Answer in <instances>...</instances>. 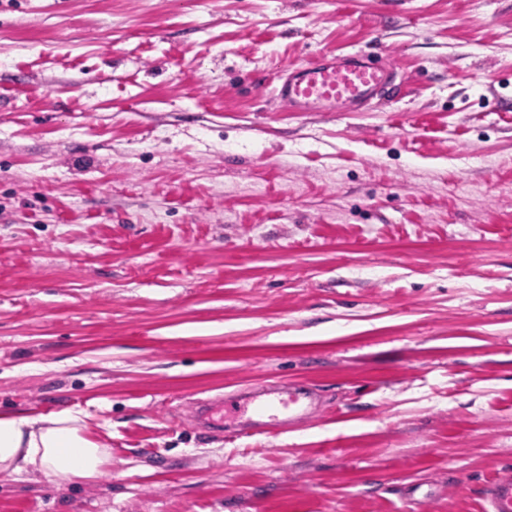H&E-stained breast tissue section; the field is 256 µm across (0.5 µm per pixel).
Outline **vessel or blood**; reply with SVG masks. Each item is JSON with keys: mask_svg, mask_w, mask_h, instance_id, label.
Segmentation results:
<instances>
[{"mask_svg": "<svg viewBox=\"0 0 512 512\" xmlns=\"http://www.w3.org/2000/svg\"><path fill=\"white\" fill-rule=\"evenodd\" d=\"M392 85L389 67L358 53L319 54L294 63L278 76L276 97L296 112H351L366 106ZM321 408L318 393L301 383L270 384L246 399L216 397L196 404L194 419L204 428L220 426L225 414L245 429L276 434L309 420ZM482 512H512V468L498 469L481 488Z\"/></svg>", "mask_w": 512, "mask_h": 512, "instance_id": "vessel-or-blood-1", "label": "vessel or blood"}]
</instances>
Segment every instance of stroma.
Instances as JSON below:
<instances>
[{
    "label": "stroma",
    "mask_w": 512,
    "mask_h": 512,
    "mask_svg": "<svg viewBox=\"0 0 512 512\" xmlns=\"http://www.w3.org/2000/svg\"><path fill=\"white\" fill-rule=\"evenodd\" d=\"M58 2L0 0V414L83 412L111 458L0 474V512H480L512 465V0ZM322 51L392 89L290 111ZM273 382L323 412L191 419Z\"/></svg>",
    "instance_id": "obj_1"
}]
</instances>
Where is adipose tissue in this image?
<instances>
[{
  "mask_svg": "<svg viewBox=\"0 0 512 512\" xmlns=\"http://www.w3.org/2000/svg\"><path fill=\"white\" fill-rule=\"evenodd\" d=\"M109 461V448L94 440L82 412L0 415V474L94 480Z\"/></svg>",
  "mask_w": 512,
  "mask_h": 512,
  "instance_id": "1",
  "label": "adipose tissue"
}]
</instances>
